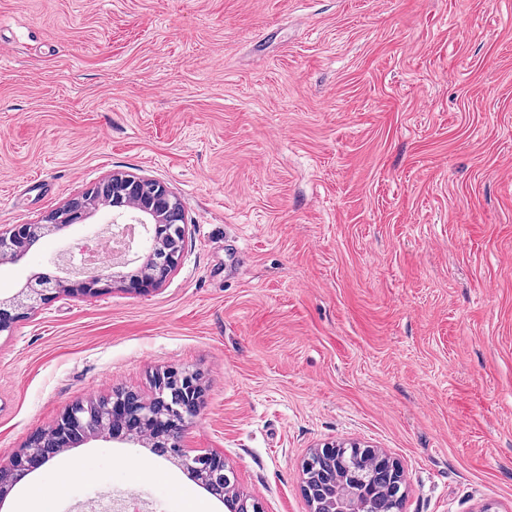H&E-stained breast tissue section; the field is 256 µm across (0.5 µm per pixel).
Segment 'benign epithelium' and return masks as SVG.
<instances>
[{
	"label": "benign epithelium",
	"instance_id": "7a95c632",
	"mask_svg": "<svg viewBox=\"0 0 512 512\" xmlns=\"http://www.w3.org/2000/svg\"><path fill=\"white\" fill-rule=\"evenodd\" d=\"M112 206L118 209L112 222L124 216L123 207L134 209L131 221L146 228L144 264L152 268L144 279L128 282L124 271L116 264H103L84 279L65 284L60 276H36L27 279L22 288L10 297L0 298V333L10 331L12 323L34 314L62 291L73 297H95L103 292L98 284L109 279L123 285L127 291L147 293L164 282L176 269L181 251L177 238L184 233V225L173 224L176 214L182 210L179 199L162 182L131 175L114 173L96 188L71 198L62 207L45 215L37 224H12L0 227V259H16L27 247L57 230L81 224L100 207ZM154 390L165 394L176 390L180 404L164 413L157 411L151 402L135 392L118 393L115 397L98 399L89 404L71 406L62 416L55 431L59 439L67 440L74 434L80 435L85 444L99 438L105 440L123 439L140 442L144 437L157 436L166 444L179 449V457L192 460L194 456L179 443L180 433L192 415L197 413L203 389L200 378L190 371H157L153 375ZM40 437L33 436L23 452L9 464H0V474L11 468L28 465L32 461L41 466L55 457L38 451ZM203 465L223 473L225 478L235 477L232 469L224 464V458L216 453L202 454Z\"/></svg>",
	"mask_w": 512,
	"mask_h": 512
}]
</instances>
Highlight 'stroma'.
I'll return each instance as SVG.
<instances>
[{"label":"stroma","instance_id":"stroma-1","mask_svg":"<svg viewBox=\"0 0 512 512\" xmlns=\"http://www.w3.org/2000/svg\"><path fill=\"white\" fill-rule=\"evenodd\" d=\"M115 172L180 198L178 267L0 335V463L73 404L190 370L182 447L263 512H310L327 442L398 461L402 512H512V0H0V225ZM107 217L1 262L0 297ZM29 478L0 512H226L141 444Z\"/></svg>","mask_w":512,"mask_h":512}]
</instances>
